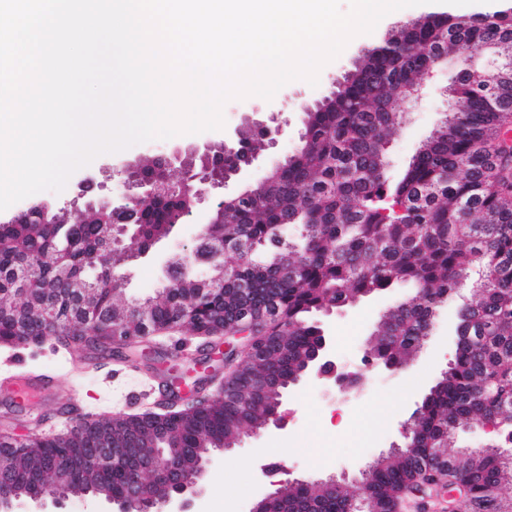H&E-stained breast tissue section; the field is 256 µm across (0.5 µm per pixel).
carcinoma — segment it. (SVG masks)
<instances>
[{
  "label": "carcinoma",
  "mask_w": 512,
  "mask_h": 512,
  "mask_svg": "<svg viewBox=\"0 0 512 512\" xmlns=\"http://www.w3.org/2000/svg\"><path fill=\"white\" fill-rule=\"evenodd\" d=\"M472 49L497 60L498 83L474 86L462 74L448 85V95L463 103L446 113L395 179L387 176L388 145L401 113L395 99L410 98V88L428 70L453 57L464 68ZM512 115V7L496 4L469 18L446 11L422 23L400 26L390 39L369 49L352 72L313 112L305 113L303 142L288 162L268 175L254 197L232 206L222 224H204L201 243L211 232L226 239L244 237L254 249L211 263L205 274L181 272L175 282L137 305L146 306L154 328L149 333L186 329L197 336L215 334L241 310L263 318L257 337L239 368L241 384L209 405L175 416L180 462L190 471L242 432L265 423L301 376L320 336L321 316L359 303L374 293L408 284L414 294L383 313L370 340L367 357L398 367L412 359L425 341L437 310L461 287L470 300L455 318V350L446 377H439L418 403L410 420L418 436V453L407 456L392 447L369 464L368 498L382 512L403 486L413 484L415 468L448 467V484L470 494L472 512H501L507 501L499 489L512 485V186L502 175L507 160L495 142ZM180 204L172 195L157 207L146 204L144 237L166 235L169 214ZM102 217L82 223L43 224L26 219L29 231L13 233L0 223V345L39 346L15 336L17 324L41 315L39 304L24 296L27 268L39 288L55 286L54 258L65 252L73 274L116 318L134 304L126 302L123 283L104 274L127 265L125 250L99 237ZM295 225L299 238L283 231ZM287 250L295 260L288 275L276 264ZM95 255L98 274L88 275L86 257ZM217 277L224 293L213 295L206 280ZM72 329L55 336L66 350L84 343L76 335L86 317L74 298L60 293ZM184 311L181 325L169 323L171 312ZM260 376L273 378L262 402L249 387ZM471 423L496 427L492 443L480 454L451 450L457 430ZM153 418L96 417L81 420L54 436L32 433L26 449L16 440H0V458L13 466L19 482L55 458L61 441L74 448L96 447L103 428L134 435L140 448L156 453L168 438ZM128 473L112 469V496L123 494ZM352 496L345 490L324 493L305 482L282 490L270 512L306 505L310 512H346Z\"/></svg>",
  "instance_id": "carcinoma-1"
}]
</instances>
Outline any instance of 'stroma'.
<instances>
[{
  "mask_svg": "<svg viewBox=\"0 0 512 512\" xmlns=\"http://www.w3.org/2000/svg\"><path fill=\"white\" fill-rule=\"evenodd\" d=\"M435 10V5L427 2L389 13L372 33L351 40L326 64L317 85L295 80L269 101L258 96L228 101L223 108V129L156 139L99 155L75 171L64 190L44 191L40 197L72 198L81 180L91 177L102 181L104 166L118 171L125 162L149 158L176 145L218 141L254 113L273 111L288 127L277 148L263 152L261 166L252 171V178H260L267 166L299 147L306 108L332 91L335 81L352 67L362 50L381 42L394 27ZM455 70L452 62L437 67L425 78L419 99L394 101L393 109L403 113L404 121L390 143V176L399 175L451 107L446 89ZM125 275L126 296L132 302L154 295L163 282L159 266L148 259L130 263ZM401 296L398 289L377 294L325 318L323 327L335 339L339 362L352 370L360 366L364 343L379 315ZM456 306L451 300L439 309L431 337L408 369L386 377L368 375L359 391L342 399L326 395L322 383L313 380L292 387L283 403L286 428L268 429L257 438L244 437L239 447L213 453L202 492L194 498L190 512H248L252 503L290 477L317 480L342 475L347 491L358 495L360 471L379 453L400 443L401 424L409 420L417 402L446 369L454 350ZM199 359L219 370L224 367L223 350H204L201 339L186 331L156 334L124 353L95 349L69 352L50 339L37 348H1L0 375H45L53 379L54 389L24 406L0 394V428L12 433L32 429L54 434L88 414L132 415L156 409L169 373H188Z\"/></svg>",
  "mask_w": 512,
  "mask_h": 512,
  "instance_id": "35a3bbf8",
  "label": "stroma"
}]
</instances>
